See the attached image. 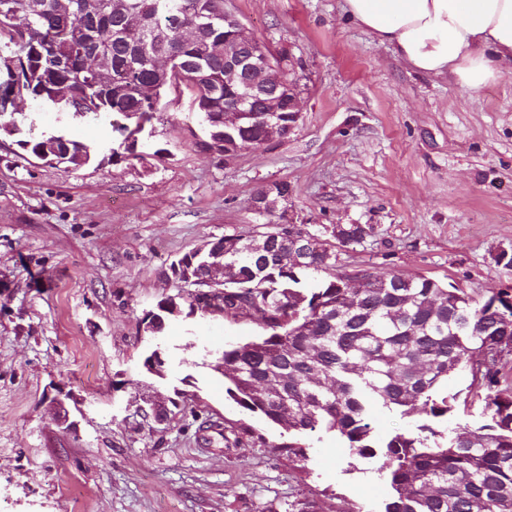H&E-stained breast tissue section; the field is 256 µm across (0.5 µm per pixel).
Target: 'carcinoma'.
Instances as JSON below:
<instances>
[{"label": "carcinoma", "mask_w": 512, "mask_h": 512, "mask_svg": "<svg viewBox=\"0 0 512 512\" xmlns=\"http://www.w3.org/2000/svg\"><path fill=\"white\" fill-rule=\"evenodd\" d=\"M87 0H0V113L10 99L39 110L107 118L139 112L151 123L168 92L186 90L209 137L234 94L224 87V0H112V9L88 18ZM163 57L171 68L157 67ZM70 142L71 156L55 164L89 163L97 149L68 133L31 140V152L53 139ZM262 130L249 121L229 130L226 142L255 148ZM366 224H336L332 236L360 244ZM224 245L226 315L247 312L265 324L253 340L230 344L213 361L224 367L227 395L240 407L280 425L288 457L306 458L299 436L322 432L343 439L360 457L382 458L391 489L385 512H512V295L481 302L425 276L368 270L363 287H343L346 275L318 277L336 266L324 240L303 266L271 250L261 263L236 235ZM210 287L183 293L191 315L212 306ZM469 370L485 392V423L445 434L461 400L448 378ZM425 423L384 439L370 423L372 404Z\"/></svg>", "instance_id": "1"}]
</instances>
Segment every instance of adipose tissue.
<instances>
[{"label":"adipose tissue","mask_w":512,"mask_h":512,"mask_svg":"<svg viewBox=\"0 0 512 512\" xmlns=\"http://www.w3.org/2000/svg\"><path fill=\"white\" fill-rule=\"evenodd\" d=\"M343 10L421 74L472 88L512 76V0H344Z\"/></svg>","instance_id":"adipose-tissue-1"}]
</instances>
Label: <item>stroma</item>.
<instances>
[{"label": "stroma", "mask_w": 512, "mask_h": 512, "mask_svg": "<svg viewBox=\"0 0 512 512\" xmlns=\"http://www.w3.org/2000/svg\"><path fill=\"white\" fill-rule=\"evenodd\" d=\"M271 49L289 48L304 87L288 139L224 159L201 151L189 94L154 121L161 156L113 159L111 120L24 106L0 130V499L8 512H384L379 461L318 432L303 461L282 429L239 407L203 350L263 334L253 317L145 318L179 287L171 262L272 217L251 199L288 182L294 222L335 244L336 270L425 276L475 300L512 292V77L473 90L413 71L351 22L343 0H225ZM101 147L67 170L34 157L33 133ZM165 350L164 376L146 371ZM168 398L144 420V396ZM62 399L76 431L63 430ZM240 442L225 447L221 430ZM366 224H336L332 227V236L342 245L360 244L369 235Z\"/></svg>", "instance_id": "1"}]
</instances>
